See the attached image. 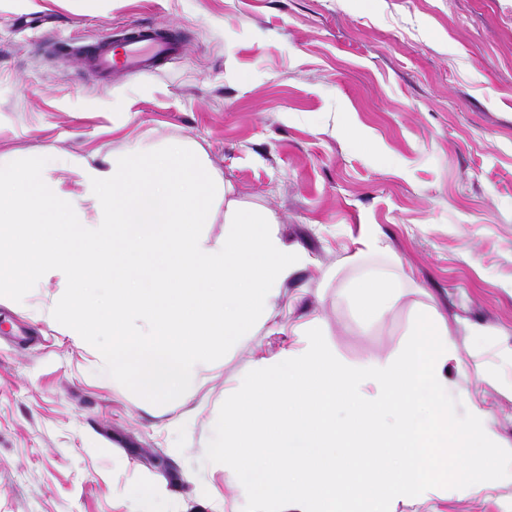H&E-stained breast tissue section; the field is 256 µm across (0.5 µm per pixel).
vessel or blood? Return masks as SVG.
Listing matches in <instances>:
<instances>
[{"instance_id":"obj_1","label":"vessel or blood","mask_w":512,"mask_h":512,"mask_svg":"<svg viewBox=\"0 0 512 512\" xmlns=\"http://www.w3.org/2000/svg\"><path fill=\"white\" fill-rule=\"evenodd\" d=\"M181 51L182 43L175 36L142 26L128 29L120 47H113L111 40L104 39L83 49L91 69L104 77L115 69L127 74L149 69L180 55Z\"/></svg>"}]
</instances>
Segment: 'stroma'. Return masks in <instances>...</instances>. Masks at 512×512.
I'll return each mask as SVG.
<instances>
[{
	"label": "stroma",
	"instance_id": "35a3bbf8",
	"mask_svg": "<svg viewBox=\"0 0 512 512\" xmlns=\"http://www.w3.org/2000/svg\"><path fill=\"white\" fill-rule=\"evenodd\" d=\"M134 23L176 32L183 54L94 77L82 46ZM133 139L199 147L306 261L267 327L164 405L53 318L57 280L0 298V512H144L137 485L160 512H235L205 460L219 409L311 319L358 362L398 355L435 306L458 351L450 395L512 448V0H0V165ZM365 224L388 250L350 262ZM375 271L403 297L367 325L347 289ZM431 507L512 512V483L398 512Z\"/></svg>",
	"mask_w": 512,
	"mask_h": 512
}]
</instances>
